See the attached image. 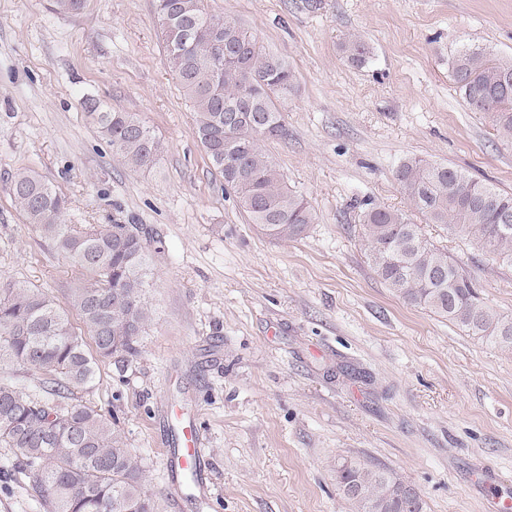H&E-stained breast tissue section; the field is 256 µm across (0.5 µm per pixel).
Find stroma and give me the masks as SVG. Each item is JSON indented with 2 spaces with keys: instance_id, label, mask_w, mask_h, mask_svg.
<instances>
[{
  "instance_id": "1",
  "label": "stroma",
  "mask_w": 512,
  "mask_h": 512,
  "mask_svg": "<svg viewBox=\"0 0 512 512\" xmlns=\"http://www.w3.org/2000/svg\"><path fill=\"white\" fill-rule=\"evenodd\" d=\"M287 58L285 135L262 148L311 205L301 238L250 224L200 146L152 0H0V278L68 304L79 271L26 224L22 168L70 224H141L160 239L151 320L125 370L101 365L66 401L115 412L156 512H353L336 468L366 459L414 486L425 512H490L512 497V350L405 303L378 276L362 202L404 212L512 318V265L429 223L396 170L416 157L512 193V144L453 77L468 47L512 59V0H205ZM356 34V67L339 46ZM134 112L162 151L113 155L84 108ZM200 434L205 488L175 485L179 416ZM340 51L345 60L353 66L364 64L370 54V49L367 44L356 37L344 40L340 45Z\"/></svg>"
}]
</instances>
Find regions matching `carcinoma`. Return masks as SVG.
Here are the masks:
<instances>
[{
  "instance_id": "1",
  "label": "carcinoma",
  "mask_w": 512,
  "mask_h": 512,
  "mask_svg": "<svg viewBox=\"0 0 512 512\" xmlns=\"http://www.w3.org/2000/svg\"><path fill=\"white\" fill-rule=\"evenodd\" d=\"M153 8L169 68L192 103L197 139L238 207L273 239L302 237L315 223L312 208L288 188L261 147L269 138L264 126L283 129L276 101L293 86L288 60L258 45L236 17L210 12L204 0H153ZM340 51L353 66L370 54L356 37L344 40ZM453 74L467 105L490 115L500 138L512 144V61L494 63L481 50H467L456 58ZM87 106L125 165L142 169L156 162L161 144L136 114L101 112L94 98ZM396 178L431 223L512 264V194L421 158L404 161ZM10 192L26 223L81 271L69 302L95 349L87 348L47 293L0 280V363L45 376L41 396L0 384V448L13 455L0 469L30 479L46 512H152L141 461L124 448L117 424L63 398L72 386L93 384L99 364H123L136 351L151 317L145 298L151 252H161L162 241L138 224L65 223L66 198L30 169L14 173ZM363 224L373 266L393 293L512 349V319L489 308L478 282L420 225L373 204ZM337 479L354 512H424L411 484L368 460L342 463Z\"/></svg>"
}]
</instances>
